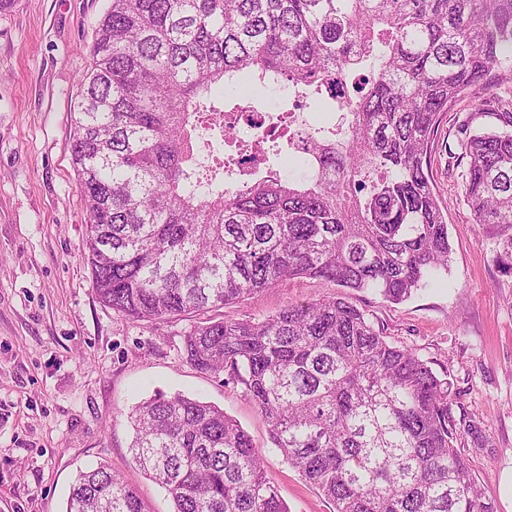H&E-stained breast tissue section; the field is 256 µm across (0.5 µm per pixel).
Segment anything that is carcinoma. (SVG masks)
I'll return each instance as SVG.
<instances>
[{"label":"carcinoma","mask_w":512,"mask_h":512,"mask_svg":"<svg viewBox=\"0 0 512 512\" xmlns=\"http://www.w3.org/2000/svg\"><path fill=\"white\" fill-rule=\"evenodd\" d=\"M71 114V161L97 298L133 321L218 311L300 277L399 303L448 268L431 158L440 116L495 74L512 82V0H111ZM273 76L324 117L298 158L237 140L215 106ZM461 140L476 224L512 230V110ZM235 155L206 169L202 124ZM292 111L279 115L286 132ZM183 359L227 375L274 448L334 512H493L458 441L451 383L389 343L343 297L263 320L190 326ZM135 469L174 512H288L247 431L224 410L157 393L128 415ZM65 512H149L101 464Z\"/></svg>","instance_id":"1"}]
</instances>
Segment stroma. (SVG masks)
<instances>
[{
    "mask_svg": "<svg viewBox=\"0 0 512 512\" xmlns=\"http://www.w3.org/2000/svg\"><path fill=\"white\" fill-rule=\"evenodd\" d=\"M110 0H10L0 10V512H64L78 472L105 461L131 475L148 512H173L135 474L128 414L162 392L211 402L262 452L289 512L334 507L273 448L243 388L195 370L180 353L190 319L132 321L96 298L82 258L86 206L71 162V112L89 48ZM512 90L470 92L443 118L432 155L448 207L446 271L398 304L346 294L386 339L412 349L452 388L460 448L494 512H512V274L497 262L512 230L473 223L466 167L448 145L496 128ZM485 115L472 119L471 114ZM295 278L225 306L228 320H261L284 305L340 294Z\"/></svg>",
    "mask_w": 512,
    "mask_h": 512,
    "instance_id": "35a3bbf8",
    "label": "stroma"
}]
</instances>
